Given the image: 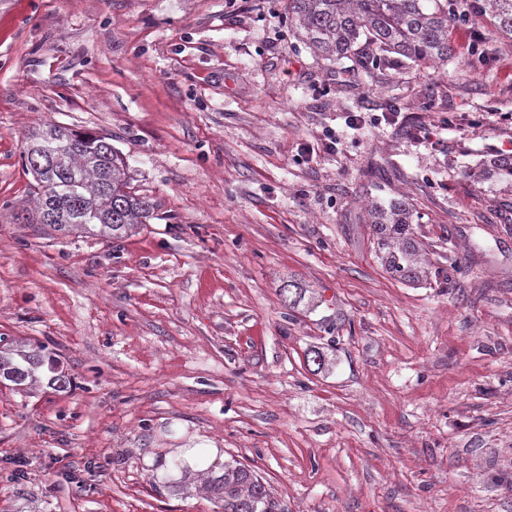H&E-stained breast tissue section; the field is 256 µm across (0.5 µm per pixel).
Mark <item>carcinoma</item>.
Masks as SVG:
<instances>
[{"instance_id":"1","label":"carcinoma","mask_w":512,"mask_h":512,"mask_svg":"<svg viewBox=\"0 0 512 512\" xmlns=\"http://www.w3.org/2000/svg\"><path fill=\"white\" fill-rule=\"evenodd\" d=\"M466 11L490 16L497 34L512 39V0H472ZM462 20L455 0H288L289 28L314 54L332 63L349 58L369 78L374 66L390 62L394 54L417 65L448 64L454 55L448 31ZM27 139L47 154L67 151L69 167L64 178L52 169L33 172L40 193L28 223H42L43 212L53 209L67 217L53 225L57 231L119 241L152 216L154 203L132 191L126 162L106 139L55 123L33 129ZM494 174L512 176V156L494 160L478 178L485 182ZM368 215L385 270L405 284L426 282L431 262L412 227L409 199L373 202ZM43 351L42 345L28 352L1 349L0 378L26 390L45 365L52 373L49 383L66 388L67 377ZM207 489L224 499V512H285L269 486L235 459L224 461L221 475L208 477Z\"/></svg>"}]
</instances>
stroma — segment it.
<instances>
[{
	"label": "stroma",
	"instance_id": "1",
	"mask_svg": "<svg viewBox=\"0 0 512 512\" xmlns=\"http://www.w3.org/2000/svg\"><path fill=\"white\" fill-rule=\"evenodd\" d=\"M287 3L0 0V348L70 378L0 385V512H224L177 488L192 455L288 512H512V180L475 177L512 156V41L483 18L480 70L455 29L444 72L352 85ZM364 106L398 121L350 127ZM51 121L110 137L146 224L113 244L17 221ZM399 195L421 285L375 254L367 206Z\"/></svg>",
	"mask_w": 512,
	"mask_h": 512
}]
</instances>
